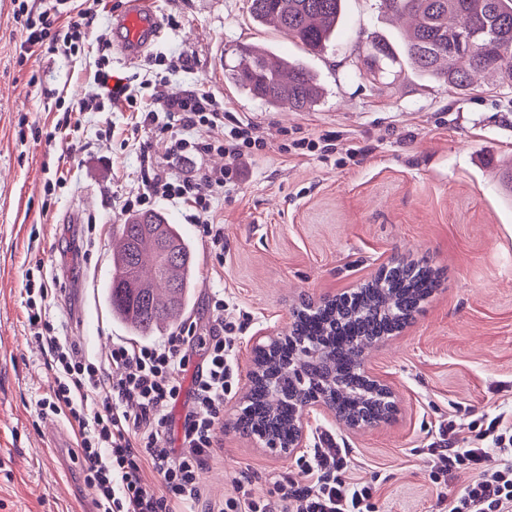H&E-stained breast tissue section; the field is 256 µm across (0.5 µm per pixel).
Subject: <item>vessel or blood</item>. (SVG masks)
I'll list each match as a JSON object with an SVG mask.
<instances>
[{
	"mask_svg": "<svg viewBox=\"0 0 512 512\" xmlns=\"http://www.w3.org/2000/svg\"><path fill=\"white\" fill-rule=\"evenodd\" d=\"M163 35V25L154 0H127L108 23V37L119 47L125 60L134 61L155 45Z\"/></svg>",
	"mask_w": 512,
	"mask_h": 512,
	"instance_id": "obj_1",
	"label": "vessel or blood"
}]
</instances>
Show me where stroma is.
<instances>
[{
  "mask_svg": "<svg viewBox=\"0 0 512 512\" xmlns=\"http://www.w3.org/2000/svg\"><path fill=\"white\" fill-rule=\"evenodd\" d=\"M122 0H105L89 34L66 54L19 60L13 0H0V512H93L80 459L52 451L58 420L39 418L36 402L50 369L25 320V274L36 262L60 281L52 316L66 336L92 329L89 351L126 339L103 304L122 206L141 185V144L166 160L163 137L134 134L131 112L77 111L94 92L102 59L138 88L162 76L163 94L197 88L258 126L265 151L243 166L241 181L218 198L224 264L195 242L194 300L182 320L209 328L216 290L249 312L237 354L238 373L251 359V338L263 327L287 326L292 310L326 293L353 289L389 262L428 263L442 286L414 321L364 359L393 391L396 415L353 431L329 416L307 425L328 428L350 451L355 475L373 482L376 512H434L438 492H456L473 478L456 469L431 483L425 447L440 424L454 447L476 443L496 410L512 407V192L498 167L512 164V86L479 81L466 95L405 71L387 85L359 74L363 39L382 32L403 41L407 24L380 0H345L327 48L310 55L271 27L256 25L250 0H156L164 24L156 49L124 61L107 37ZM262 43L302 61L324 88L307 112L272 109L241 93L228 70L238 46ZM188 71H171L178 57ZM331 135V149L284 156L286 139ZM57 179L54 191L45 183ZM241 390L224 401L218 456L200 481L209 498L232 491L247 473L255 496L276 481L306 483L298 457L275 455L237 424Z\"/></svg>",
  "mask_w": 512,
  "mask_h": 512,
  "instance_id": "stroma-1",
  "label": "stroma"
}]
</instances>
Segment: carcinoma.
<instances>
[{
  "label": "carcinoma",
  "instance_id": "1",
  "mask_svg": "<svg viewBox=\"0 0 512 512\" xmlns=\"http://www.w3.org/2000/svg\"><path fill=\"white\" fill-rule=\"evenodd\" d=\"M344 0H251V16L272 25L311 53L322 51L343 15ZM395 15L414 25L404 45L375 33L362 48L365 77L375 83L398 78L410 68L420 75L466 93L480 76L512 84V0H382ZM478 32L470 51L457 40L463 27ZM231 79L248 96L270 108L283 104L298 112L316 106L322 88L301 62L282 58L267 46L247 44L238 50ZM120 247L112 253V275L104 298L112 317L131 336L149 338L172 326L185 310L197 274L193 245L181 227L159 212H142L119 225ZM430 267L398 263L361 285L345 299L299 310L293 338L273 345L258 362L261 375L239 417L240 427L260 429L286 443L296 433L294 409L316 386L288 375V364L313 345L327 356V374L339 375L331 390L339 411L366 423L392 417L396 409L370 392L358 369L357 345L402 329L439 288Z\"/></svg>",
  "mask_w": 512,
  "mask_h": 512
}]
</instances>
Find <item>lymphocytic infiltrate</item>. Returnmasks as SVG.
<instances>
[{"instance_id": "f902f5d3", "label": "lymphocytic infiltrate", "mask_w": 512, "mask_h": 512, "mask_svg": "<svg viewBox=\"0 0 512 512\" xmlns=\"http://www.w3.org/2000/svg\"><path fill=\"white\" fill-rule=\"evenodd\" d=\"M68 2L55 0L52 9L34 16L28 12V0H13L18 13L27 16L20 57L43 47L65 52L85 38L96 12L88 8L66 16ZM94 82L97 92L83 101V108L103 112L125 105L135 112L139 129L166 135L170 143L168 165L143 155V188L126 198L124 210H145L160 200L186 205L187 223L195 225L216 260H223L224 227L212 218L213 202L235 186L242 162L265 149L258 127L224 109L208 91L189 90L170 98L146 79L136 94L103 68L96 71ZM215 152L224 154V167L199 166L181 173L171 168L172 162ZM25 293L27 327L43 345L51 368L49 391L37 401L39 414L64 417L77 427L94 512H197L202 504L207 512H374L373 486L348 475V451L328 432L321 433L302 463L309 483L277 482L275 495L260 500L252 495L250 479L242 475L233 478L227 497L206 501L199 473L218 455L224 398L236 382L234 363L246 318L223 293L210 299L206 355L188 389L180 376L192 363L196 323L152 344L114 342L108 354L98 358L76 347L55 326L50 312L57 291L44 277H27ZM184 398L189 404L181 443L170 448L163 440L169 415ZM482 439L478 447L454 448L443 429L429 444L432 480L460 468L474 475L458 494L438 495L436 512H512V419L495 414ZM492 457L497 460L493 466L488 463ZM148 467L160 476V489L144 484L142 474Z\"/></svg>"}]
</instances>
